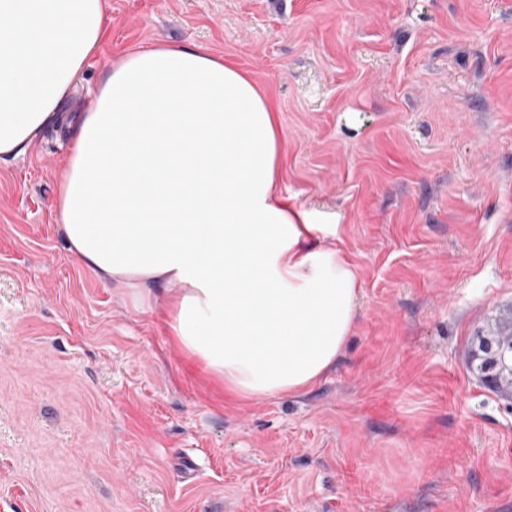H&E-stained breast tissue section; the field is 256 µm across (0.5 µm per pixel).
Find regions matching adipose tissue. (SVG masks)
Wrapping results in <instances>:
<instances>
[{"label":"adipose tissue","mask_w":512,"mask_h":512,"mask_svg":"<svg viewBox=\"0 0 512 512\" xmlns=\"http://www.w3.org/2000/svg\"><path fill=\"white\" fill-rule=\"evenodd\" d=\"M108 22L106 0H0V160L67 123L56 212L73 258L161 304L169 339L224 392L308 391L352 336L360 288L349 253L281 189L275 103L201 47L148 44L67 115Z\"/></svg>","instance_id":"ef3b65f1"}]
</instances>
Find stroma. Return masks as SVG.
Returning <instances> with one entry per match:
<instances>
[{
  "mask_svg": "<svg viewBox=\"0 0 512 512\" xmlns=\"http://www.w3.org/2000/svg\"><path fill=\"white\" fill-rule=\"evenodd\" d=\"M107 5L66 111L146 44L247 70L285 193L356 265L359 319L306 393L225 401L161 307L68 252L72 136L48 127L0 161V512H512V393L469 366L512 329V0Z\"/></svg>",
  "mask_w": 512,
  "mask_h": 512,
  "instance_id": "stroma-1",
  "label": "stroma"
}]
</instances>
